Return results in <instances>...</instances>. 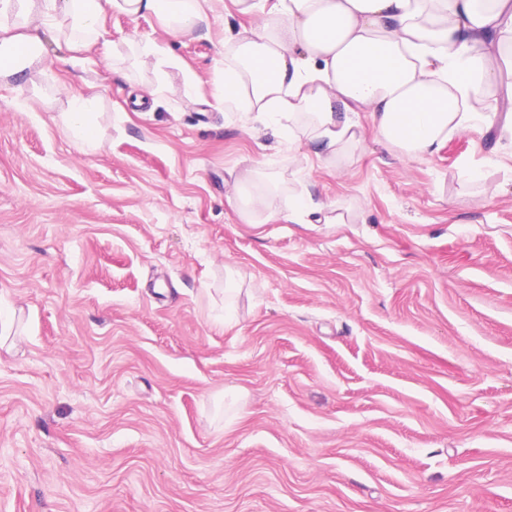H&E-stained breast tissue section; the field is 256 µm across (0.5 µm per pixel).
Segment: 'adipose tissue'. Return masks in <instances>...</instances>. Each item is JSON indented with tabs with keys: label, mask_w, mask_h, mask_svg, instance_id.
Returning a JSON list of instances; mask_svg holds the SVG:
<instances>
[{
	"label": "adipose tissue",
	"mask_w": 512,
	"mask_h": 512,
	"mask_svg": "<svg viewBox=\"0 0 512 512\" xmlns=\"http://www.w3.org/2000/svg\"><path fill=\"white\" fill-rule=\"evenodd\" d=\"M109 8L154 15L176 35L210 28V0H0V83L44 68L45 39L72 53L95 43ZM506 48L512 0H273L225 52L221 100L275 132L306 118L319 158L359 146L364 116L407 157L492 127L498 152L512 156V102L485 93L512 91V67L488 63ZM100 104L97 93H73L59 114L81 152L99 144Z\"/></svg>",
	"instance_id": "ef3b65f1"
}]
</instances>
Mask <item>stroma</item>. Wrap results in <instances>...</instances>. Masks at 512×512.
<instances>
[{"label":"stroma","instance_id":"obj_1","mask_svg":"<svg viewBox=\"0 0 512 512\" xmlns=\"http://www.w3.org/2000/svg\"><path fill=\"white\" fill-rule=\"evenodd\" d=\"M210 34L106 11L0 84V512H512V159L497 129L299 165ZM174 56L143 98L154 61ZM101 94L80 152L67 94ZM267 194L247 224L236 201ZM296 194L342 224L288 219ZM234 289L225 299V289Z\"/></svg>","mask_w":512,"mask_h":512}]
</instances>
